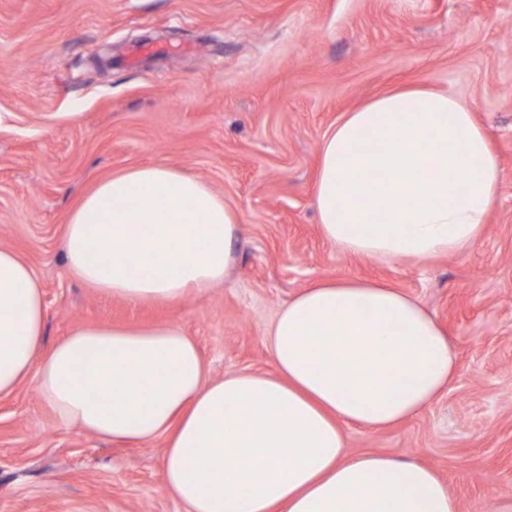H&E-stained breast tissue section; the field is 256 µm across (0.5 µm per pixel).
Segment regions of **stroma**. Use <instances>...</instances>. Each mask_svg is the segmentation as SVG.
Masks as SVG:
<instances>
[{"mask_svg": "<svg viewBox=\"0 0 512 512\" xmlns=\"http://www.w3.org/2000/svg\"><path fill=\"white\" fill-rule=\"evenodd\" d=\"M406 83L473 105L501 200L465 253L372 261L321 236L318 154L345 112ZM157 162L206 181L241 230L223 283L131 305L72 278L61 242L93 185ZM0 247L43 285L45 346L176 325L214 378L273 372L266 329L314 281L398 288L448 334L456 376L399 425L347 428V451L435 469L460 512L512 494V0H0ZM164 448L64 427L23 383L0 397V512H184Z\"/></svg>", "mask_w": 512, "mask_h": 512, "instance_id": "1", "label": "stroma"}]
</instances>
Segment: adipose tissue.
Here are the masks:
<instances>
[{
  "label": "adipose tissue",
  "mask_w": 512,
  "mask_h": 512,
  "mask_svg": "<svg viewBox=\"0 0 512 512\" xmlns=\"http://www.w3.org/2000/svg\"><path fill=\"white\" fill-rule=\"evenodd\" d=\"M500 181L467 102L401 88L326 134L313 202L323 237L342 252L426 260L482 241ZM240 224L204 180L158 163L97 182L62 246L69 273L91 288L173 305L224 280ZM44 321L34 270L0 248V396L30 381L63 426L123 444L164 438L165 487L187 512H459L434 470L345 451V427L401 423L456 374L447 334L396 288L359 279L303 288L268 330L273 372L221 380L178 326L86 327L47 349Z\"/></svg>",
  "instance_id": "1"
}]
</instances>
